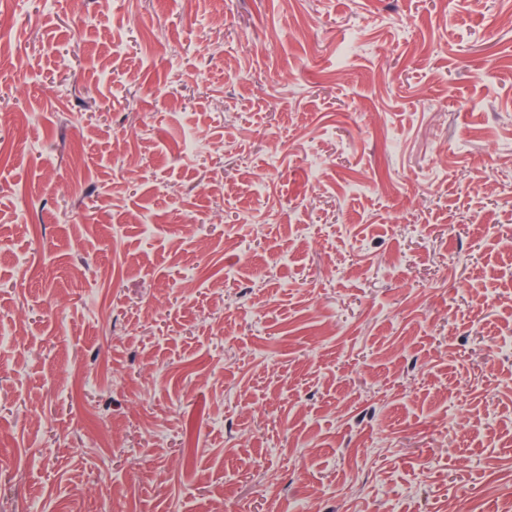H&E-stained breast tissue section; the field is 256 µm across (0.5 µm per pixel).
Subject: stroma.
I'll use <instances>...</instances> for the list:
<instances>
[{
    "mask_svg": "<svg viewBox=\"0 0 512 512\" xmlns=\"http://www.w3.org/2000/svg\"><path fill=\"white\" fill-rule=\"evenodd\" d=\"M0 44V512H504L512 0H0Z\"/></svg>",
    "mask_w": 512,
    "mask_h": 512,
    "instance_id": "35a3bbf8",
    "label": "stroma"
}]
</instances>
